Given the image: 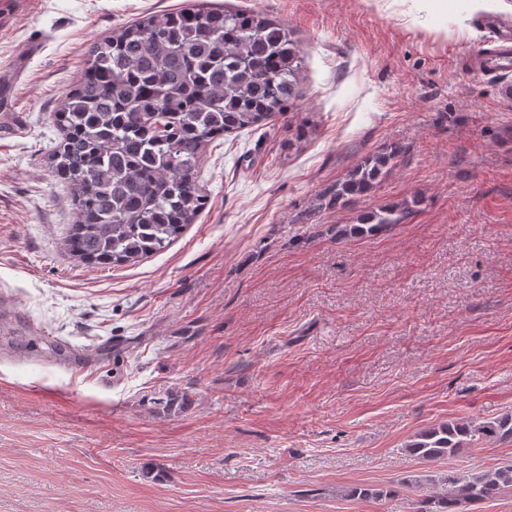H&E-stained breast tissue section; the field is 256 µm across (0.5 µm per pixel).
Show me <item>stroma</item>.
<instances>
[{"mask_svg": "<svg viewBox=\"0 0 512 512\" xmlns=\"http://www.w3.org/2000/svg\"><path fill=\"white\" fill-rule=\"evenodd\" d=\"M186 0H0V512H410L428 486L512 462L417 432L512 413V102L476 74L469 0H211L288 27L300 97L208 145L203 212L165 251L92 268L47 157L89 45ZM380 187L318 203L369 154ZM413 197L389 231L336 240ZM320 234L306 239L308 225ZM358 485L385 501L354 499Z\"/></svg>", "mask_w": 512, "mask_h": 512, "instance_id": "35a3bbf8", "label": "stroma"}]
</instances>
